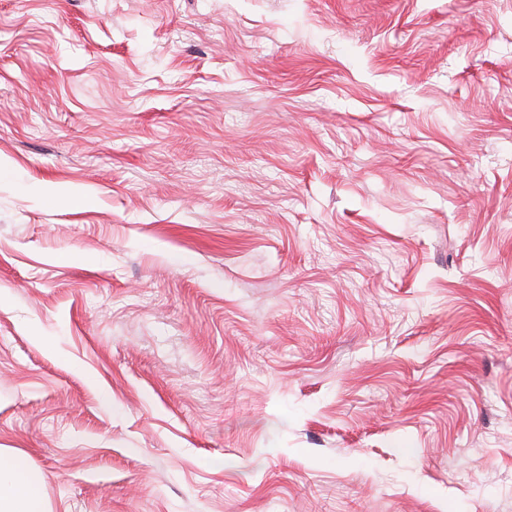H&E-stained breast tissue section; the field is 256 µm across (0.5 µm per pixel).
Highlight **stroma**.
<instances>
[{
	"instance_id": "obj_1",
	"label": "stroma",
	"mask_w": 512,
	"mask_h": 512,
	"mask_svg": "<svg viewBox=\"0 0 512 512\" xmlns=\"http://www.w3.org/2000/svg\"><path fill=\"white\" fill-rule=\"evenodd\" d=\"M0 448L47 512H512V0H0Z\"/></svg>"
}]
</instances>
